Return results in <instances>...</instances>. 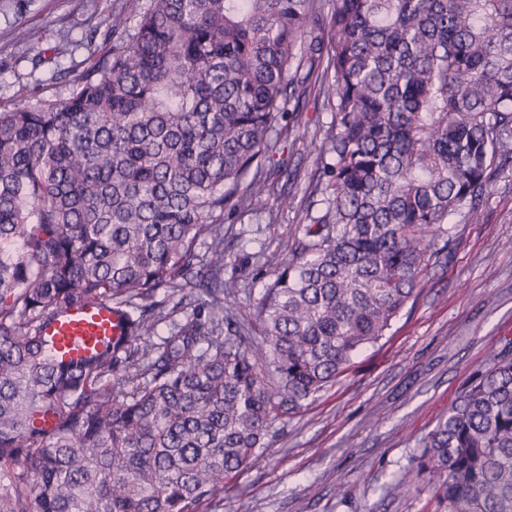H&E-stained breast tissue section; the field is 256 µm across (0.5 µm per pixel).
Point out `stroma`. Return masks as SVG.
<instances>
[{"label":"stroma","mask_w":512,"mask_h":512,"mask_svg":"<svg viewBox=\"0 0 512 512\" xmlns=\"http://www.w3.org/2000/svg\"><path fill=\"white\" fill-rule=\"evenodd\" d=\"M149 0H0V108L65 93L68 71L112 49L108 16ZM332 116L308 98L284 128L287 168L269 167L268 210L224 216V274L239 279L235 309L251 317L272 269L259 249L287 255L317 169L306 140ZM449 264L430 268L416 303L363 349L336 383L274 426L269 453L228 479L222 512H421L427 498L388 489L414 465L420 440L475 371L512 338V165L476 216L458 224Z\"/></svg>","instance_id":"35a3bbf8"}]
</instances>
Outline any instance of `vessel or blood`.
<instances>
[{
    "instance_id": "1",
    "label": "vessel or blood",
    "mask_w": 512,
    "mask_h": 512,
    "mask_svg": "<svg viewBox=\"0 0 512 512\" xmlns=\"http://www.w3.org/2000/svg\"><path fill=\"white\" fill-rule=\"evenodd\" d=\"M119 333L117 315L98 305L72 308L44 330L54 355L66 361L101 350Z\"/></svg>"
}]
</instances>
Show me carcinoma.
Listing matches in <instances>:
<instances>
[{
	"label": "carcinoma",
	"mask_w": 512,
	"mask_h": 512,
	"mask_svg": "<svg viewBox=\"0 0 512 512\" xmlns=\"http://www.w3.org/2000/svg\"><path fill=\"white\" fill-rule=\"evenodd\" d=\"M107 28L68 94L0 110V512H214L512 161V0H150ZM312 94L316 199L288 261L258 253L278 273L242 320L224 214L266 208ZM102 303L122 336L56 360L46 323ZM411 484L434 512H512L511 341L390 491Z\"/></svg>",
	"instance_id": "cac0c4a2"
}]
</instances>
